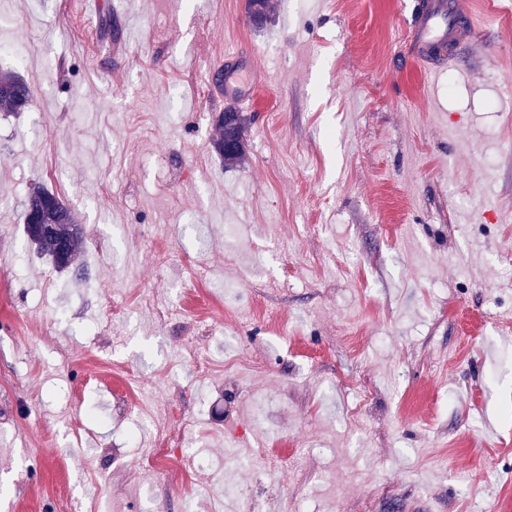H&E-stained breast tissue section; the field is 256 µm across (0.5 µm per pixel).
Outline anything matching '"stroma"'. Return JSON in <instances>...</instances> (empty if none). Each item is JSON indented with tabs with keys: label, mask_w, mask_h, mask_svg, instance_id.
Here are the masks:
<instances>
[{
	"label": "stroma",
	"mask_w": 512,
	"mask_h": 512,
	"mask_svg": "<svg viewBox=\"0 0 512 512\" xmlns=\"http://www.w3.org/2000/svg\"><path fill=\"white\" fill-rule=\"evenodd\" d=\"M115 1L0 0L35 91L0 112V512H512V0L431 66L429 0H273L261 29ZM228 49L258 78L233 168L197 68ZM36 185L79 269L28 245ZM160 424L184 443L143 465ZM34 216L40 227L43 224L55 225L54 232L43 229L30 230L25 226L28 242L38 253L46 255L53 266L60 270L76 268L78 245L82 240V225L77 215L65 204L61 197L44 186H36L25 201L24 224L26 218Z\"/></svg>",
	"instance_id": "35a3bbf8"
}]
</instances>
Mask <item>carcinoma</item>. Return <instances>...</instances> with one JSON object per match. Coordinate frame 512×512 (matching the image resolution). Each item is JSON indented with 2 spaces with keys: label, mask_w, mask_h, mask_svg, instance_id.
Listing matches in <instances>:
<instances>
[{
  "label": "carcinoma",
  "mask_w": 512,
  "mask_h": 512,
  "mask_svg": "<svg viewBox=\"0 0 512 512\" xmlns=\"http://www.w3.org/2000/svg\"><path fill=\"white\" fill-rule=\"evenodd\" d=\"M32 97V88L23 76L13 72L0 73V109L23 112L29 107ZM250 124L251 117L234 107L225 108L216 120L218 135L214 148L224 160V165H234L244 159ZM24 217H33L39 224L55 226L52 232L25 229L28 242L38 253L47 256L60 271L76 267L82 225L58 194L44 186L34 187L25 201Z\"/></svg>",
  "instance_id": "1"
}]
</instances>
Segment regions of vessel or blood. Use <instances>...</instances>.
<instances>
[{"label": "vessel or blood", "mask_w": 512, "mask_h": 512, "mask_svg": "<svg viewBox=\"0 0 512 512\" xmlns=\"http://www.w3.org/2000/svg\"><path fill=\"white\" fill-rule=\"evenodd\" d=\"M419 60L445 54L449 61L476 53L478 47L476 9L474 0H434L419 19V31L415 37ZM250 57L237 52L224 55L225 94L240 101H247L255 86L239 79L240 73L252 71Z\"/></svg>", "instance_id": "obj_1"}]
</instances>
